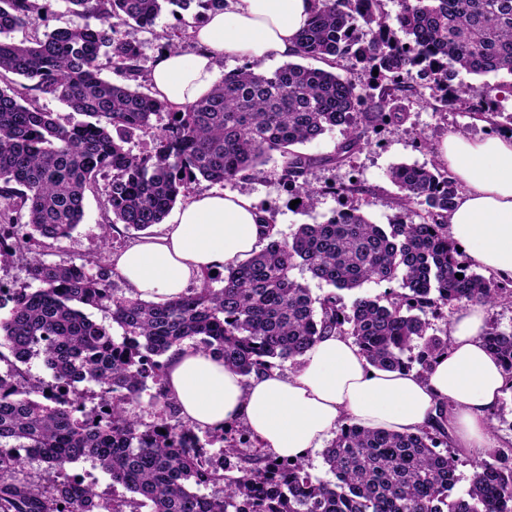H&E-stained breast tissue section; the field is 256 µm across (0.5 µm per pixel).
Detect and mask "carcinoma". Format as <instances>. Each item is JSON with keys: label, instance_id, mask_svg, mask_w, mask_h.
I'll use <instances>...</instances> for the list:
<instances>
[{"label": "carcinoma", "instance_id": "1", "mask_svg": "<svg viewBox=\"0 0 512 512\" xmlns=\"http://www.w3.org/2000/svg\"><path fill=\"white\" fill-rule=\"evenodd\" d=\"M52 0H0V269L20 265L31 281L19 289L0 282V512H512L509 449L474 463L466 495L449 499L456 457L448 445V405L436 407L429 428L398 434L348 425L323 451L335 481L313 477L304 460L277 462L251 431H220L183 420L166 389L164 356L178 346L209 351L243 377L303 355L321 336H350L377 367L425 373L448 352V336L428 333L420 314L431 306L512 303V280L485 278L460 260L448 233L458 186L448 168L401 163L390 168L395 205L410 222L384 228L356 206L323 223L300 224L283 237L267 210L269 242L227 275L207 273L201 285L156 305L110 288L115 272L103 253L82 262L45 256L83 219L89 189L102 198V247L117 243L116 225L138 231L164 221L178 198L200 181L254 178L278 154L282 180L300 206L323 193H368L357 182L315 187L309 175L351 158L367 128L400 126V102L434 89L436 112L457 107L496 124L500 96L512 85L454 86L451 68L512 75V0H320L301 32L295 57L273 71L244 65L224 74L207 97L174 108L131 83L144 78L138 33L164 6L195 10L194 23L225 0H65L68 11L99 24L39 32L36 18ZM409 40L401 41L397 32ZM106 58L126 78L101 77ZM349 62L357 72L338 73ZM378 74H373V71ZM50 95L86 120L72 123L43 110L31 92ZM343 126L328 156L300 150ZM134 137L150 148L135 154ZM300 269L328 287L315 296L293 276ZM463 278H456V274ZM220 282L222 286L213 287ZM366 282L399 283L375 297L342 291ZM100 307L122 330L113 336L77 305ZM512 381V331L493 326L482 336ZM415 350L414 358L405 356ZM43 359L63 395L33 375ZM156 385L136 413L147 381ZM222 444L224 465L205 445ZM3 448H37L44 475L26 472L27 458ZM89 459L130 496L105 498L94 485L63 473ZM222 485L204 495L191 485Z\"/></svg>", "mask_w": 512, "mask_h": 512}]
</instances>
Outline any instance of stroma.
Instances as JSON below:
<instances>
[{
	"label": "stroma",
	"mask_w": 512,
	"mask_h": 512,
	"mask_svg": "<svg viewBox=\"0 0 512 512\" xmlns=\"http://www.w3.org/2000/svg\"><path fill=\"white\" fill-rule=\"evenodd\" d=\"M406 111L408 118L402 127L381 125L369 129L363 148L350 162L316 168L310 176L311 182L317 186L346 184L354 180L366 187V194L354 198L321 195L312 208H291L292 197L281 180V160L276 155L265 165L262 177L239 179L225 184L224 189L247 196L258 207L268 209L277 229L285 236L290 235L296 225L324 222L351 205L358 206L372 223H395L400 211L393 199L399 190L387 177L392 166L402 162L426 166L439 162V147L451 132L472 139L497 132L496 127L463 108L441 114L435 112L426 100L415 98L407 103ZM102 215L97 194L86 193L83 220L70 238L57 244L52 261L77 262L99 252Z\"/></svg>",
	"instance_id": "obj_1"
}]
</instances>
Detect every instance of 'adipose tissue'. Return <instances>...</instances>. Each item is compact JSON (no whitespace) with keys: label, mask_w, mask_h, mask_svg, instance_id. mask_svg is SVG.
<instances>
[{"label":"adipose tissue","mask_w":512,"mask_h":512,"mask_svg":"<svg viewBox=\"0 0 512 512\" xmlns=\"http://www.w3.org/2000/svg\"><path fill=\"white\" fill-rule=\"evenodd\" d=\"M318 0H226L191 33L196 52L159 55L150 74L157 98L180 107L208 96L222 78L224 56L248 64L286 59ZM440 157L466 192L449 234L470 261L512 278V136L471 139L449 134ZM267 240L261 214L246 196L211 191L190 198L158 234L113 255V267L142 300L165 304L183 296L204 273L233 267ZM486 308L471 303L450 324L447 355L427 373L373 367L353 340L323 336L298 368L243 378L205 350L168 353L166 388L186 422L218 429L244 423L276 456L303 459L341 427L356 424L395 433L428 428L437 405L450 408V443L486 456L496 442L488 416L508 379L484 347Z\"/></svg>","instance_id":"obj_1"}]
</instances>
